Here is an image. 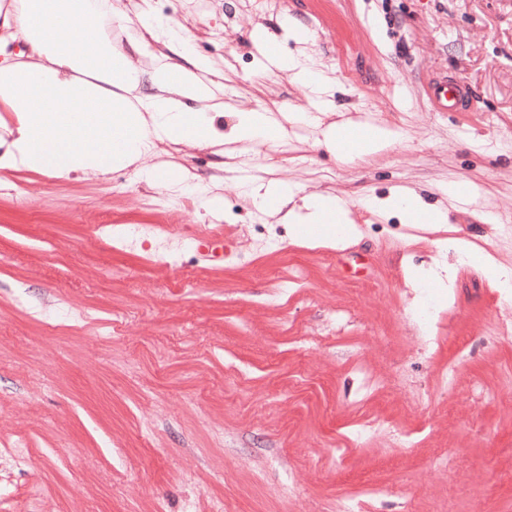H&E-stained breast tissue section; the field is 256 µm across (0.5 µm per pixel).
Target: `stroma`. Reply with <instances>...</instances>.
<instances>
[{"mask_svg": "<svg viewBox=\"0 0 512 512\" xmlns=\"http://www.w3.org/2000/svg\"><path fill=\"white\" fill-rule=\"evenodd\" d=\"M124 4L113 34L146 11L183 25L141 61L208 60L217 132L266 107L282 134L163 144L96 180L0 171V512H512V291L449 247L512 268V0ZM270 44L327 79L324 124L390 144L322 147ZM441 76L465 111L433 109ZM271 182L336 196L353 236L243 193ZM406 188L447 224L362 205ZM435 261L452 288L422 318L406 279ZM337 133H343L337 134ZM351 136L356 147H347L346 139ZM391 133L382 127H376L367 137L359 133L357 126L349 127L332 123L324 130V140L320 143L330 152H335L342 160L352 161L355 157L363 158L376 154L390 139Z\"/></svg>", "mask_w": 512, "mask_h": 512, "instance_id": "stroma-1", "label": "stroma"}]
</instances>
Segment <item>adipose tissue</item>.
Masks as SVG:
<instances>
[{"label": "adipose tissue", "instance_id": "adipose-tissue-1", "mask_svg": "<svg viewBox=\"0 0 512 512\" xmlns=\"http://www.w3.org/2000/svg\"><path fill=\"white\" fill-rule=\"evenodd\" d=\"M0 112L14 113L15 127L0 132V170L26 169L85 179L104 177L139 163L155 142L218 143L211 113L224 109L221 85L202 79L207 61L195 71L154 60L136 64L112 36L102 34L101 15L89 0H20L15 14L0 19ZM22 41L26 54L11 52ZM152 95H143L142 81ZM228 135L231 143L271 139L277 121L271 110L240 109ZM390 131L378 127L367 136L358 127L328 125L323 147L350 161L376 154ZM253 197L276 198L286 206L288 223L312 229L340 224L336 242L355 231L347 210L332 196L298 197L284 184L253 190ZM371 210H395L407 220L428 211L435 224L448 221L443 208L425 209L411 189L384 200L367 199ZM408 287L417 289L415 311L425 314L452 281L431 266L413 273Z\"/></svg>", "mask_w": 512, "mask_h": 512}]
</instances>
